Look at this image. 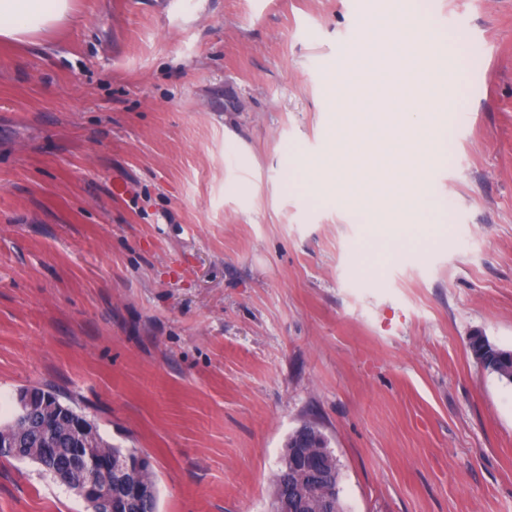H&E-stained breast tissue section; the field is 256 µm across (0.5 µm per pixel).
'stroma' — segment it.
Masks as SVG:
<instances>
[{"label":"stroma","instance_id":"stroma-1","mask_svg":"<svg viewBox=\"0 0 512 512\" xmlns=\"http://www.w3.org/2000/svg\"><path fill=\"white\" fill-rule=\"evenodd\" d=\"M398 0H73L71 24L0 44V423L56 390L147 457L158 512H270L289 434L318 425L350 512H512V0H415L469 55L434 82L343 66L384 49ZM455 89L414 164L370 172L348 132ZM432 210L383 247L380 198ZM0 512H87L0 458ZM485 339L480 336V340L474 351H471L473 358L481 365L484 369L490 373L496 374L501 380H503L498 372L500 370L507 371L512 375V351L510 349L501 348V353L496 351H489L483 353Z\"/></svg>","mask_w":512,"mask_h":512}]
</instances>
